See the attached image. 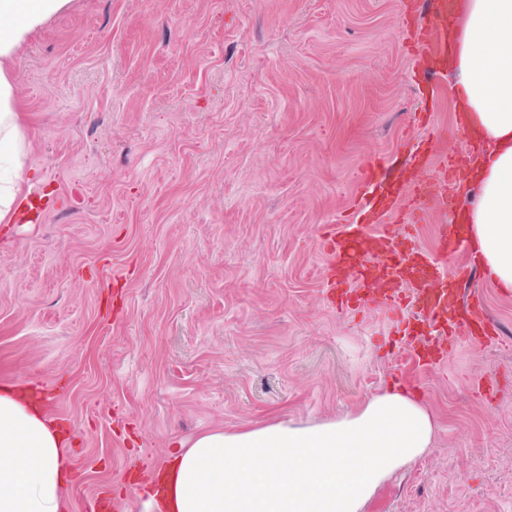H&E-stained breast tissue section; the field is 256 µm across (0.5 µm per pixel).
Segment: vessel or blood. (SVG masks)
<instances>
[{
  "mask_svg": "<svg viewBox=\"0 0 512 512\" xmlns=\"http://www.w3.org/2000/svg\"><path fill=\"white\" fill-rule=\"evenodd\" d=\"M459 0H402L401 19L412 66L428 89L439 92L448 76V21ZM457 132L465 130L457 125ZM448 132L431 111L415 113L407 158L393 164L366 154L357 170L358 204L340 224L323 225L318 243L328 262L321 269L330 305L344 312L380 311L406 337L403 367L444 363L463 341L497 343L499 326L476 292L461 296L455 279L474 258L457 222L434 227L425 249L419 226L434 209L453 207L457 184L474 163L464 137L455 155L442 149ZM395 256L381 264L380 253Z\"/></svg>",
  "mask_w": 512,
  "mask_h": 512,
  "instance_id": "obj_1",
  "label": "vessel or blood"
}]
</instances>
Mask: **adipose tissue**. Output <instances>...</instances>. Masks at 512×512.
<instances>
[{
  "mask_svg": "<svg viewBox=\"0 0 512 512\" xmlns=\"http://www.w3.org/2000/svg\"><path fill=\"white\" fill-rule=\"evenodd\" d=\"M69 0H0V223L28 209L31 137L14 98L21 42ZM452 109L480 153L465 184L466 236L498 292L512 296V0H462L452 23ZM439 425L421 394L389 384L355 412L214 428L176 443L147 479L148 512H364L421 460ZM65 435L30 386L0 385V512H68Z\"/></svg>",
  "mask_w": 512,
  "mask_h": 512,
  "instance_id": "1",
  "label": "adipose tissue"
}]
</instances>
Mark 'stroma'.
Segmentation results:
<instances>
[{
    "instance_id": "1",
    "label": "stroma",
    "mask_w": 512,
    "mask_h": 512,
    "mask_svg": "<svg viewBox=\"0 0 512 512\" xmlns=\"http://www.w3.org/2000/svg\"><path fill=\"white\" fill-rule=\"evenodd\" d=\"M400 0H71L12 74L40 196L0 224V382L75 438L70 512H116L173 445L354 411L394 381L386 315H343L323 225L420 101ZM493 397L472 392L481 378ZM420 392L440 431L365 512H512V331Z\"/></svg>"
}]
</instances>
